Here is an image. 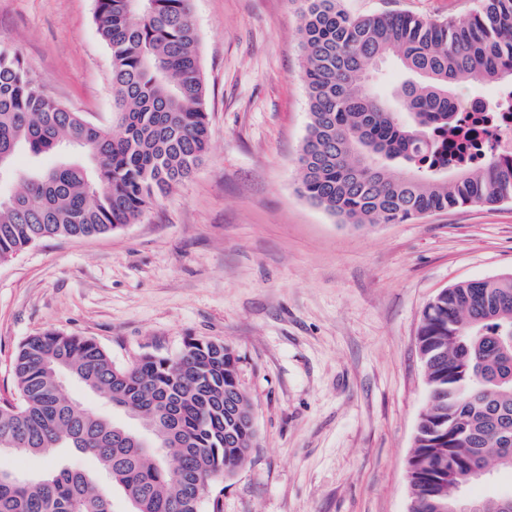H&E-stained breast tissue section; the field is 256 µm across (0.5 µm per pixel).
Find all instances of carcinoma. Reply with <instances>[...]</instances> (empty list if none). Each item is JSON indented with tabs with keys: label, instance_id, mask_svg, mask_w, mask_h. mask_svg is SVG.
Listing matches in <instances>:
<instances>
[{
	"label": "carcinoma",
	"instance_id": "1",
	"mask_svg": "<svg viewBox=\"0 0 512 512\" xmlns=\"http://www.w3.org/2000/svg\"><path fill=\"white\" fill-rule=\"evenodd\" d=\"M310 123L298 191L342 224H405L467 204L512 199V156L452 168L437 140L457 132L452 88L512 90V0H480L467 17L350 14L343 0H295ZM112 57L113 120L88 123L50 97L32 65L0 45V263L49 238L111 234L189 179L210 150L207 87L191 0H95ZM393 58L410 78L395 94L369 86ZM34 165L20 172V152ZM60 157L41 168L40 157ZM427 404L408 461L411 512H448L453 485L478 460L512 473V275L458 283L423 310L418 331ZM229 344L191 338L174 356L119 365L91 338L28 337L13 365L18 402H0V448L91 458L137 512H222L208 489L244 464L255 430ZM69 373L113 406L149 418L162 456L138 430L66 399ZM455 470L448 472V462ZM480 512H512L508 495H471ZM0 512H112L88 473L41 476L0 467Z\"/></svg>",
	"mask_w": 512,
	"mask_h": 512
}]
</instances>
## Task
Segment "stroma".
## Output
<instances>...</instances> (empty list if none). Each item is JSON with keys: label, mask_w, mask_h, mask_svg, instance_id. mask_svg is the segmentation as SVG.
Listing matches in <instances>:
<instances>
[{"label": "stroma", "mask_w": 512, "mask_h": 512, "mask_svg": "<svg viewBox=\"0 0 512 512\" xmlns=\"http://www.w3.org/2000/svg\"><path fill=\"white\" fill-rule=\"evenodd\" d=\"M428 18L477 0H344ZM211 141L191 179L122 232L46 239L0 264V401L20 344L95 340L126 364L186 339L230 344L257 432L223 512H407L426 404L417 331L456 283L512 273V201L355 227L297 191L307 133L292 0H192ZM94 0H0V45L45 91L112 122Z\"/></svg>", "instance_id": "stroma-1"}]
</instances>
